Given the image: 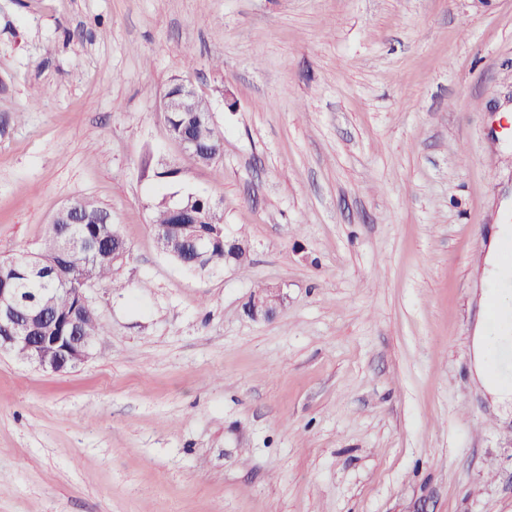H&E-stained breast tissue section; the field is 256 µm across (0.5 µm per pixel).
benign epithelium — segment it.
I'll use <instances>...</instances> for the list:
<instances>
[{"label":"benign epithelium","instance_id":"benign-epithelium-1","mask_svg":"<svg viewBox=\"0 0 512 512\" xmlns=\"http://www.w3.org/2000/svg\"><path fill=\"white\" fill-rule=\"evenodd\" d=\"M181 91L164 97L163 111L166 120L173 119L179 112L196 111V94L192 86L180 81ZM173 217L181 220L177 226L166 224L159 230L158 239L163 249L178 243L195 255H200L205 242H213L212 237L200 229V225H188L182 222L185 207L182 200L173 202L170 208ZM281 289L269 288L263 294L254 295L246 306L249 317L258 319L271 318L280 302ZM72 295L75 303L63 313L48 312L45 304L31 306L23 298L20 289L0 287V351L11 352L20 348L23 359L44 371L62 372L75 369L90 356L92 345L82 336H45L42 325L67 322L71 328L80 326L90 300L87 289L74 288Z\"/></svg>","mask_w":512,"mask_h":512}]
</instances>
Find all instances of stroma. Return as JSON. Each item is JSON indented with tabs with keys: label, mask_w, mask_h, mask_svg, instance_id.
<instances>
[{
	"label": "stroma",
	"mask_w": 512,
	"mask_h": 512,
	"mask_svg": "<svg viewBox=\"0 0 512 512\" xmlns=\"http://www.w3.org/2000/svg\"><path fill=\"white\" fill-rule=\"evenodd\" d=\"M177 79L221 168L168 136ZM505 111L512 0H0V258L80 198L129 246L84 364L0 352V512H512V413L469 363ZM188 193L246 266L159 250ZM181 91L178 94L166 96L163 100V112H166L167 125L178 112H197L195 106L196 92L184 80H180ZM208 125L212 128L206 131L199 129L198 132L202 139L209 142L211 146V153L204 158L195 157V159L203 165L213 166L217 165L223 156V140L222 137L213 129L214 127L211 122V115H208ZM184 205H190L191 208L197 212L198 217H201L202 219H208V222H205L201 225H204L203 227L206 230H209L210 232L214 231V229L217 227V225H221L224 227V215L223 213L216 207L215 204L211 202L208 198H204L201 196H189L187 195L185 198ZM214 224V225H210ZM224 249H222L221 245H215L211 250L210 255L201 259L200 263H188L184 264L182 261H179L178 258L170 253H166L169 257L178 261L182 266L192 272L204 273L208 271L210 268L215 266H224L231 259H235L237 253L240 249H244L243 244L236 237H231L226 234L224 231ZM281 288H268L263 294L254 295L246 306V313L252 319L271 318L280 302Z\"/></svg>",
	"instance_id": "stroma-1"
}]
</instances>
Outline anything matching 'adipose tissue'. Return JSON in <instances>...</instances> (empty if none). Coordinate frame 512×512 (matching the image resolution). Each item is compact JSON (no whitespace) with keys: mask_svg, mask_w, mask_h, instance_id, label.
<instances>
[{"mask_svg":"<svg viewBox=\"0 0 512 512\" xmlns=\"http://www.w3.org/2000/svg\"><path fill=\"white\" fill-rule=\"evenodd\" d=\"M512 249V225L497 224L483 246L480 302L487 311L473 329L470 342L471 369L482 388L495 400L512 403V378L497 371L492 350L506 342L512 343V319L492 323L489 313L494 309L512 308V289L505 285L512 277V269L504 262Z\"/></svg>","mask_w":512,"mask_h":512,"instance_id":"adipose-tissue-1","label":"adipose tissue"}]
</instances>
